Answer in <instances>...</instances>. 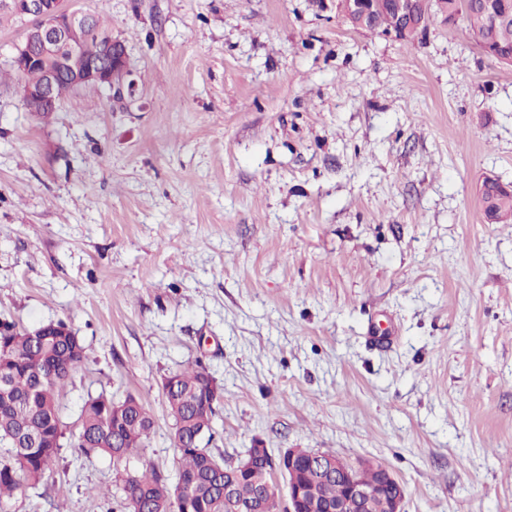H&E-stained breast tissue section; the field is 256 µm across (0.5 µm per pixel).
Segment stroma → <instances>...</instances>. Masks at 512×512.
Masks as SVG:
<instances>
[{"label":"stroma","mask_w":512,"mask_h":512,"mask_svg":"<svg viewBox=\"0 0 512 512\" xmlns=\"http://www.w3.org/2000/svg\"><path fill=\"white\" fill-rule=\"evenodd\" d=\"M126 61L121 91L48 116L17 93L31 25L0 10V320H65L60 396L138 397L126 467L171 475L164 375L223 389L214 453L313 448L384 464L404 512H512V68L463 24L408 42L338 0H73ZM110 457L61 448L7 512H122ZM479 203L484 216L492 219L493 224L512 223V191L490 188Z\"/></svg>","instance_id":"35a3bbf8"}]
</instances>
